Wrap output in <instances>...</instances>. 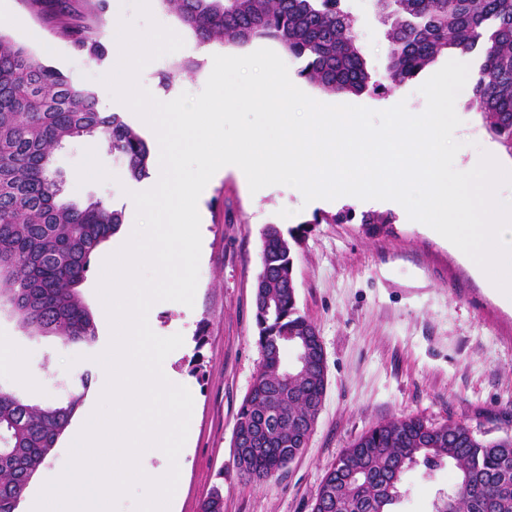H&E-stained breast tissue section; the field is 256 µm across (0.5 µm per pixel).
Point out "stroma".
<instances>
[{"instance_id":"obj_1","label":"stroma","mask_w":512,"mask_h":512,"mask_svg":"<svg viewBox=\"0 0 512 512\" xmlns=\"http://www.w3.org/2000/svg\"><path fill=\"white\" fill-rule=\"evenodd\" d=\"M354 31L373 79H382L389 45L376 0H346ZM152 15L181 31V50L153 60L146 78L161 97L199 94L210 75L206 47L182 32L176 17L160 6ZM0 28L37 56L92 89L103 111L112 97L99 78L112 60L94 63L75 52L27 0H0ZM200 68L176 71L185 58ZM290 79L327 104L384 110L406 103L421 112L426 100L420 80L386 93L341 96L299 80V64L287 60ZM175 71L170 87L159 75ZM464 86L455 109L462 123L456 164L487 149L512 170V156L488 134ZM70 195L100 198L128 217L136 211L132 193L147 190L151 178L132 179L119 159L89 141L76 140L55 154ZM202 248L193 306L166 301L152 318L160 335L182 334L183 345L169 354L164 369L185 379L193 397L185 453L173 512H200L202 500L219 487L224 512H311L319 487L345 448L380 422L415 416L436 425L462 423L485 441L512 436V305L484 288L471 265L446 239L426 225L382 210V223L367 224L358 206L329 200L301 202L294 188L269 186L251 192L229 172L214 179L201 199ZM322 223H313V215ZM306 224L296 250L297 305L316 327L326 361L322 408L307 447L269 480L243 477L234 459L238 410L262 367L255 328V282L261 270V234L266 225L282 229ZM27 354L29 376L19 380L0 365V383L32 402L59 396L55 382L96 370L101 346L84 350L58 340H32L0 313V340ZM401 512H433L439 491L457 480L446 466L432 478L412 471Z\"/></svg>"}]
</instances>
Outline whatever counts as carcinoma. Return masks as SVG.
<instances>
[{
	"label": "carcinoma",
	"mask_w": 512,
	"mask_h": 512,
	"mask_svg": "<svg viewBox=\"0 0 512 512\" xmlns=\"http://www.w3.org/2000/svg\"><path fill=\"white\" fill-rule=\"evenodd\" d=\"M30 2L40 10L56 3L55 28L73 49L93 62L106 59L99 0L78 12L65 0ZM161 2L200 45L277 41L301 62V77L333 95L391 90L441 55L475 53L480 64L470 105L512 156V0H378L389 42L383 82L371 81L343 0ZM74 139L103 144L135 180L148 175L147 142L121 113L102 111L93 91L0 28V310L30 338L90 348L97 331L79 287L125 214L101 199L69 195L53 157ZM301 240L299 227L285 234L269 224L263 232L260 295L275 310H255L263 365L236 429L245 435L263 418L273 420L262 455L248 463L235 455L253 480L274 476L304 449L326 388L316 329L299 312L295 289L284 287ZM290 349L296 355L287 364ZM90 383L84 371L63 382L62 398L42 403L0 389V512H16ZM448 464L459 479L452 499L434 512H512V436L484 441L462 423L436 426L412 416L380 423L346 449L311 512H397L408 472L430 477Z\"/></svg>",
	"instance_id": "carcinoma-1"
}]
</instances>
